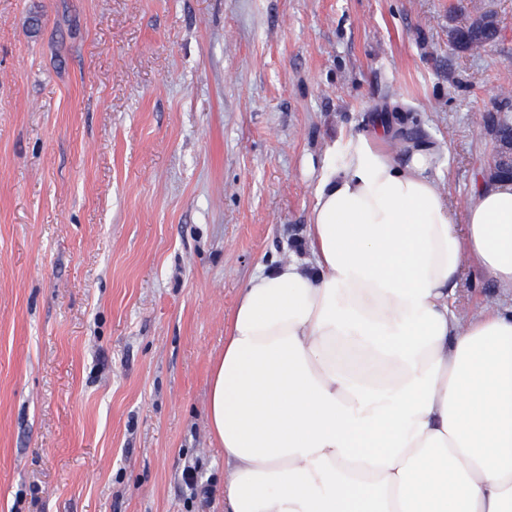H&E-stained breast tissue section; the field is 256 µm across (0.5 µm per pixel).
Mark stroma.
<instances>
[{"label": "stroma", "instance_id": "stroma-1", "mask_svg": "<svg viewBox=\"0 0 512 512\" xmlns=\"http://www.w3.org/2000/svg\"><path fill=\"white\" fill-rule=\"evenodd\" d=\"M505 111L512 0H0V512H224L208 371L244 285L308 257L377 115L462 210Z\"/></svg>", "mask_w": 512, "mask_h": 512}]
</instances>
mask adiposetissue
Here are the masks:
<instances>
[{
    "label": "adipose tissue",
    "instance_id": "ef3b65f1",
    "mask_svg": "<svg viewBox=\"0 0 512 512\" xmlns=\"http://www.w3.org/2000/svg\"><path fill=\"white\" fill-rule=\"evenodd\" d=\"M397 123L315 189L308 260L251 276L210 365L224 512H512V183L456 214ZM500 297L462 320V266Z\"/></svg>",
    "mask_w": 512,
    "mask_h": 512
}]
</instances>
